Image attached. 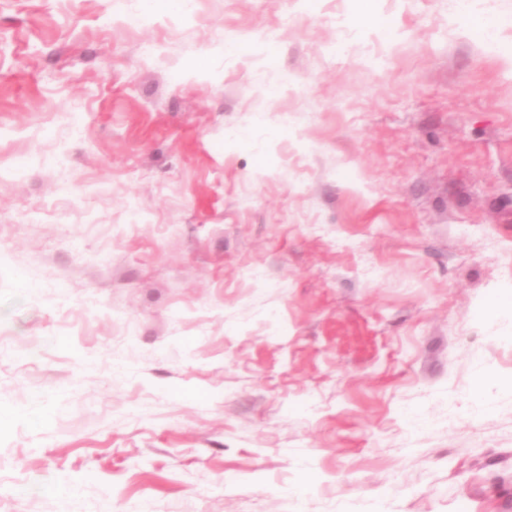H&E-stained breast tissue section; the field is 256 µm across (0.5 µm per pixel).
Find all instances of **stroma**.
<instances>
[{
    "label": "stroma",
    "instance_id": "1",
    "mask_svg": "<svg viewBox=\"0 0 512 512\" xmlns=\"http://www.w3.org/2000/svg\"><path fill=\"white\" fill-rule=\"evenodd\" d=\"M460 2L0 0V512H512V0Z\"/></svg>",
    "mask_w": 512,
    "mask_h": 512
}]
</instances>
